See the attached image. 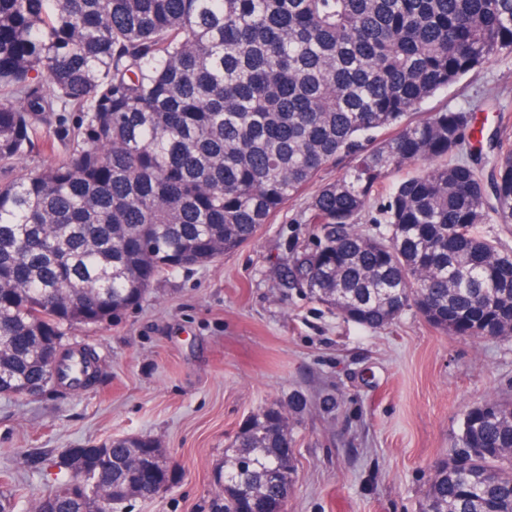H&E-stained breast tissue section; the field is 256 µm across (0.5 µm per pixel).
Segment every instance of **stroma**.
Returning <instances> with one entry per match:
<instances>
[{
  "mask_svg": "<svg viewBox=\"0 0 512 512\" xmlns=\"http://www.w3.org/2000/svg\"><path fill=\"white\" fill-rule=\"evenodd\" d=\"M468 109L476 152L512 123V54L439 91L419 113ZM309 193L236 252L166 273L117 319L65 338L92 350L80 391L0 396V501L32 512L71 472L68 448L144 435L175 479L115 512H216L218 473L247 418L295 403L296 482L286 512H420L430 468L475 404L512 398V340L449 336L413 312L369 330L283 284L311 243Z\"/></svg>",
  "mask_w": 512,
  "mask_h": 512,
  "instance_id": "stroma-1",
  "label": "stroma"
}]
</instances>
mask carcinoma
I'll list each match as a JSON object with an SVG mask.
<instances>
[{
	"instance_id": "1",
	"label": "carcinoma",
	"mask_w": 512,
	"mask_h": 512,
	"mask_svg": "<svg viewBox=\"0 0 512 512\" xmlns=\"http://www.w3.org/2000/svg\"><path fill=\"white\" fill-rule=\"evenodd\" d=\"M512 53V0H0V167L57 160L0 184V394L59 385L43 338L112 321L165 272L239 249L338 158L311 196L315 244L280 276L342 319L383 328L408 310L449 336H512V146L465 158L471 113L411 115ZM392 130L385 139L378 135ZM423 162L358 220L389 178ZM116 438L80 493L97 512L138 477ZM224 462V512H279L295 465L288 417L252 415ZM421 512H512V402L466 413ZM422 167L421 162L416 163L415 165H411L409 167L404 168L399 173L392 176L385 187V189L381 192L380 196L372 203L371 207L366 211V213L362 216V220L360 221L359 227L366 233H376L379 229H383L384 224H374L376 223V219L381 218V207L383 203L386 201V197L391 191L392 187L403 177L412 174L418 168Z\"/></svg>"
}]
</instances>
